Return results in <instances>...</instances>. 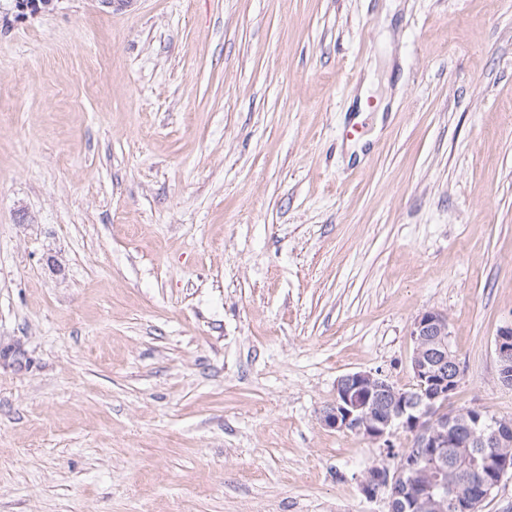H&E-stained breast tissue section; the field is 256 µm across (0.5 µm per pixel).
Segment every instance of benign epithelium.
Instances as JSON below:
<instances>
[{
    "label": "benign epithelium",
    "instance_id": "7a95c632",
    "mask_svg": "<svg viewBox=\"0 0 512 512\" xmlns=\"http://www.w3.org/2000/svg\"><path fill=\"white\" fill-rule=\"evenodd\" d=\"M414 347V384L398 388L380 371H357L341 376L335 400L320 414L324 426L353 431L387 448L402 429L411 434L419 451L406 454L395 468H368L361 479L365 497L386 496L389 512H480L484 500L512 473V420L481 417L467 410L443 415L437 404L457 390L461 371L448 343V317L437 311L419 314L410 327ZM498 379L512 388V325L501 328L494 341ZM485 426L501 452L489 455L473 441ZM474 447L454 464L470 483L459 493L448 492V465L456 448Z\"/></svg>",
    "mask_w": 512,
    "mask_h": 512
}]
</instances>
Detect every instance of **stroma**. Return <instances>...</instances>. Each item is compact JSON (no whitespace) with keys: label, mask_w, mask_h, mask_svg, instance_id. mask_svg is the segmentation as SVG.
Returning <instances> with one entry per match:
<instances>
[{"label":"stroma","mask_w":512,"mask_h":512,"mask_svg":"<svg viewBox=\"0 0 512 512\" xmlns=\"http://www.w3.org/2000/svg\"><path fill=\"white\" fill-rule=\"evenodd\" d=\"M427 310L512 418V0H0V512H388ZM498 379L502 386L512 388V325L501 328L494 341Z\"/></svg>","instance_id":"obj_1"}]
</instances>
